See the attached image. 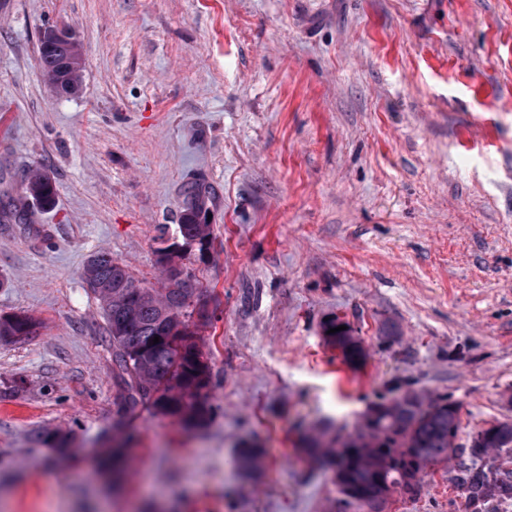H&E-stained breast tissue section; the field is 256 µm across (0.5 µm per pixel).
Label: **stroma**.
Returning <instances> with one entry per match:
<instances>
[{"label": "stroma", "instance_id": "obj_1", "mask_svg": "<svg viewBox=\"0 0 512 512\" xmlns=\"http://www.w3.org/2000/svg\"><path fill=\"white\" fill-rule=\"evenodd\" d=\"M61 27L82 54L67 96L39 56ZM33 166L56 205L21 223ZM195 178L212 235L183 266L216 315V413L187 429L139 408L116 488L99 466L112 346L81 273L104 249L156 284L157 228ZM1 279L0 315L39 327L0 340V512H330L334 474L299 439L408 391L456 403L460 425L390 512H512L459 479L512 472V452L473 446L512 420V0H0ZM333 316L361 369L326 345ZM465 477V483L470 497L476 501L485 498L491 491V486L482 470L468 469Z\"/></svg>", "mask_w": 512, "mask_h": 512}]
</instances>
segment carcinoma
Instances as JSON below:
<instances>
[{"mask_svg":"<svg viewBox=\"0 0 512 512\" xmlns=\"http://www.w3.org/2000/svg\"><path fill=\"white\" fill-rule=\"evenodd\" d=\"M76 41L40 43L42 68L48 82L66 85L64 93H73L81 78V68L71 61ZM22 194L26 201L41 209L56 205V187L40 167L25 175ZM185 205L180 223L174 230L164 225L158 237L156 263L162 286L151 288L135 279L127 268L107 251H97L87 260L83 282L100 302L112 343V379L115 408L112 446L102 459L103 469L112 482L121 484L125 477L132 447L133 415L141 406L179 419L187 428L205 424L211 417L208 388L211 372L209 357L200 344V333L211 326L214 312L204 309L193 320L189 300L195 296L188 276L173 280L161 265L160 256L170 248L167 235L180 243H195L203 252L209 245L211 226L201 221L207 195L202 184L191 182L184 188ZM37 333V323L29 315L0 316V340L25 341ZM353 330L331 334L327 345L338 352L342 362L356 368L367 359L359 354L351 339ZM158 343H153L154 337ZM459 429L458 407L446 400H428L416 392L386 403V410L369 424V430L351 436L348 453L336 456L335 447L326 444V433L305 438L302 450L311 458H323L333 471L340 498L336 512H360L364 505H374L377 512L387 507L388 496L416 491L422 473L430 465L448 463L449 449ZM34 440L49 443L58 455L66 456L68 439L48 431L34 434ZM479 453L488 455L512 448V422H498L481 430L474 439ZM261 449L240 448L236 459L246 474L258 467ZM465 483L470 497L479 500L491 489L512 497V480L494 486L481 470H467Z\"/></svg>","mask_w":512,"mask_h":512,"instance_id":"carcinoma-1","label":"carcinoma"}]
</instances>
